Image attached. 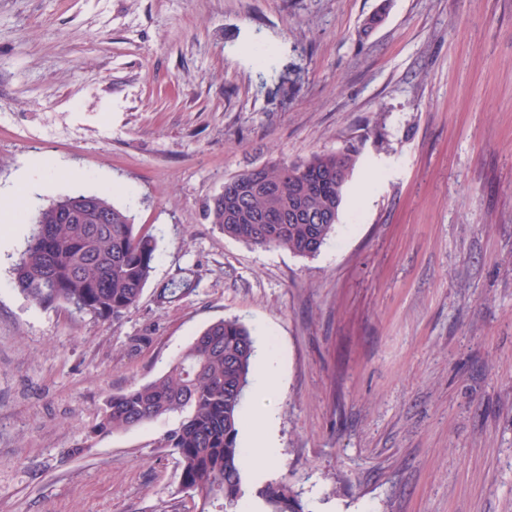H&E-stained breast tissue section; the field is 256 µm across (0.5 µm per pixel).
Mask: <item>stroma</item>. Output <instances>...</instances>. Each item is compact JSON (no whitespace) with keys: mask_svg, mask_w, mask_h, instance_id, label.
Listing matches in <instances>:
<instances>
[{"mask_svg":"<svg viewBox=\"0 0 512 512\" xmlns=\"http://www.w3.org/2000/svg\"><path fill=\"white\" fill-rule=\"evenodd\" d=\"M347 146L315 258L208 219L228 179ZM36 157L28 212L110 189L156 261L118 321L43 308L32 227L0 221V512H190L172 420L94 427L228 317L278 360L255 479L307 512H512V0H0V190Z\"/></svg>","mask_w":512,"mask_h":512,"instance_id":"35a3bbf8","label":"stroma"}]
</instances>
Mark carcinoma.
Segmentation results:
<instances>
[{
    "instance_id": "carcinoma-1",
    "label": "carcinoma",
    "mask_w": 512,
    "mask_h": 512,
    "mask_svg": "<svg viewBox=\"0 0 512 512\" xmlns=\"http://www.w3.org/2000/svg\"><path fill=\"white\" fill-rule=\"evenodd\" d=\"M356 162L347 147L249 170L224 185L208 216L230 238L314 258L336 229ZM16 217L34 225L14 268L16 286L34 303L114 322L139 302L157 245L112 204L109 191L55 198L33 217ZM254 353L245 324L218 320L164 375L109 396L96 432L174 418L162 446L176 455L179 491L197 512H305L286 479L258 482L244 466L241 403Z\"/></svg>"
}]
</instances>
